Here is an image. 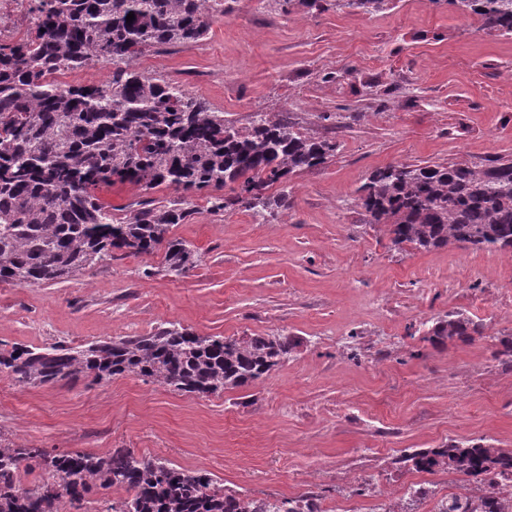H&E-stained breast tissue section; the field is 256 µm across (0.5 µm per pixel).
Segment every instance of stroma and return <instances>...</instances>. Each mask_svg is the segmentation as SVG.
<instances>
[{
	"mask_svg": "<svg viewBox=\"0 0 512 512\" xmlns=\"http://www.w3.org/2000/svg\"><path fill=\"white\" fill-rule=\"evenodd\" d=\"M140 70L183 85L226 119L284 112L335 142L290 176L274 220L241 207L192 215L170 237L195 252L181 274L160 256L107 259L58 283L0 282V349L85 345L178 325L199 336H289L297 346L268 377L218 396L142 378L21 387L0 376V436L58 453L115 448L212 473L241 495L348 499L360 483L400 496L419 480L440 493L462 475L396 467L399 448L491 439L512 451V371L494 358L512 316V250L393 245L367 223L359 189L390 164L512 159V37L429 0L373 13L274 0H224L207 38L143 56ZM166 187L99 190L116 218L174 198ZM486 324L471 342L435 345L438 317ZM347 405L356 420L336 415Z\"/></svg>",
	"mask_w": 512,
	"mask_h": 512,
	"instance_id": "1",
	"label": "stroma"
}]
</instances>
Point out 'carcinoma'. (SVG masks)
Returning <instances> with one entry per match:
<instances>
[{
  "instance_id": "cac0c4a2",
  "label": "carcinoma",
  "mask_w": 512,
  "mask_h": 512,
  "mask_svg": "<svg viewBox=\"0 0 512 512\" xmlns=\"http://www.w3.org/2000/svg\"><path fill=\"white\" fill-rule=\"evenodd\" d=\"M392 2L333 0V6L370 13ZM430 2L512 36V0ZM218 11H224L223 0H30V35L0 42L1 282H58L118 252L138 256L161 249L163 271L179 274L193 264L194 253L167 234L191 216L186 205L192 196L209 193L213 210L239 205L273 217L288 209V177L332 156L335 143L301 132L281 112H256L239 127L183 86L138 69V60L158 47L202 41ZM131 12L135 18L128 23ZM95 61L112 64L100 85L54 79ZM116 182L145 189L165 184L181 196L115 223L96 191ZM276 185L279 190L269 194ZM222 189L229 194H215ZM356 206L367 223L384 225L396 246L512 248V159L390 164L370 177ZM484 332V323L456 310L437 319L427 335L444 343ZM499 344L494 358L512 367V335ZM295 347L286 336H198L172 325L78 347L14 346L0 350V373L33 387L132 375L211 396L267 376ZM395 462L474 481L436 501L433 512H506L512 506V491L493 481L512 475V452L488 442L404 449ZM94 487L124 491L104 512H299L302 501L242 497L206 471L124 448L99 455L0 443V512H60L64 496L81 509ZM431 493L425 484L410 485L377 512H414L413 504Z\"/></svg>"
}]
</instances>
